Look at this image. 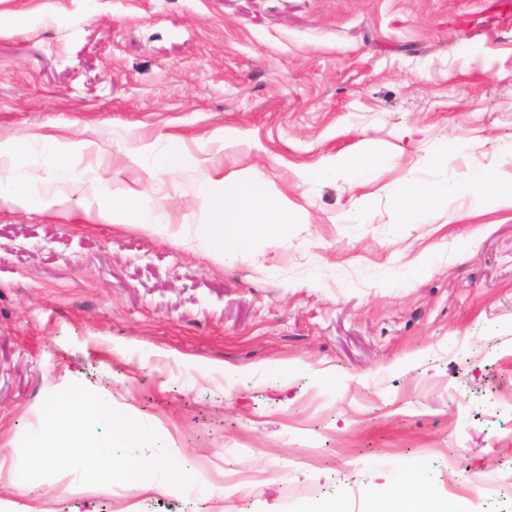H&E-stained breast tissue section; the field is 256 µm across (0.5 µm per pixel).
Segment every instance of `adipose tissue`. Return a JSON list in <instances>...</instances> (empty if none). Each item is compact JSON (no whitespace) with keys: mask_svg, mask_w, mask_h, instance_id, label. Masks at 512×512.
<instances>
[{"mask_svg":"<svg viewBox=\"0 0 512 512\" xmlns=\"http://www.w3.org/2000/svg\"><path fill=\"white\" fill-rule=\"evenodd\" d=\"M42 148L48 158L52 179L63 183L64 191L44 199L31 195L28 182L21 181L15 184L9 194L1 196L0 202L20 206L34 205L44 211L57 205L71 204L82 209L87 208L91 198L97 197V188L72 179L67 154L58 143L46 140L43 141ZM454 191V183L444 177L429 185L411 179L393 192L390 204L409 223L447 200ZM206 203L214 212L218 224L232 226L236 239L241 242L262 235L268 225L285 226L294 221L287 206L269 193L261 182L252 178L223 182L221 191L207 195Z\"/></svg>","mask_w":512,"mask_h":512,"instance_id":"obj_1","label":"adipose tissue"}]
</instances>
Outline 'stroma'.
<instances>
[{
  "instance_id": "stroma-1",
  "label": "stroma",
  "mask_w": 512,
  "mask_h": 512,
  "mask_svg": "<svg viewBox=\"0 0 512 512\" xmlns=\"http://www.w3.org/2000/svg\"><path fill=\"white\" fill-rule=\"evenodd\" d=\"M502 0H0V194L38 195L55 138L91 208L0 204V448L78 382L186 455L206 496L0 477V512H369L390 474L430 503L512 512V208L389 206L443 142L512 180ZM111 80H101L103 70ZM176 170L157 166L170 142ZM339 153L363 177L309 187ZM265 180L297 219L223 252L205 202ZM136 200L163 233L106 222ZM367 221L352 222L358 201ZM491 480L466 507L468 475Z\"/></svg>"
}]
</instances>
